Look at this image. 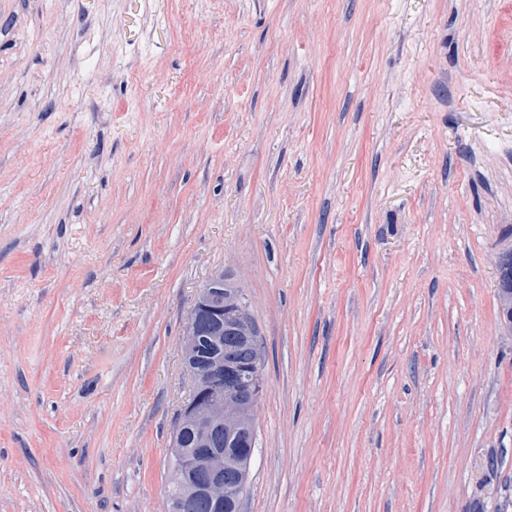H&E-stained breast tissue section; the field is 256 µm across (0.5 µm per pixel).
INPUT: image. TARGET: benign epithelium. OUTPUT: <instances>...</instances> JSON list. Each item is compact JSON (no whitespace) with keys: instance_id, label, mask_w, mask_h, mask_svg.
<instances>
[{"instance_id":"obj_1","label":"benign epithelium","mask_w":512,"mask_h":512,"mask_svg":"<svg viewBox=\"0 0 512 512\" xmlns=\"http://www.w3.org/2000/svg\"><path fill=\"white\" fill-rule=\"evenodd\" d=\"M498 295L503 317L512 324V251L505 254L499 266ZM190 331L183 345L190 353L199 337L219 340L227 335L251 337L256 335L251 321L249 304L243 293L224 292V279L210 278L199 289L189 315ZM191 378V398L183 405L173 424L174 444L181 443L188 430L198 431L197 450L191 456H182L171 472V481L179 483L190 472L201 476L200 494L210 512H224V449L220 441L224 427L235 419L234 404L247 401L255 392L247 379L257 382L260 376L250 375V368H238L216 360L204 368L185 362Z\"/></svg>"}]
</instances>
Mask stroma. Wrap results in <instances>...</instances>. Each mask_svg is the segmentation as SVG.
Instances as JSON below:
<instances>
[{"instance_id": "1", "label": "stroma", "mask_w": 512, "mask_h": 512, "mask_svg": "<svg viewBox=\"0 0 512 512\" xmlns=\"http://www.w3.org/2000/svg\"><path fill=\"white\" fill-rule=\"evenodd\" d=\"M510 250L512 0H0V512H167L219 274L243 512H502ZM498 295L500 298V310L503 318L509 320V329L512 332V251L505 254L499 266Z\"/></svg>"}]
</instances>
